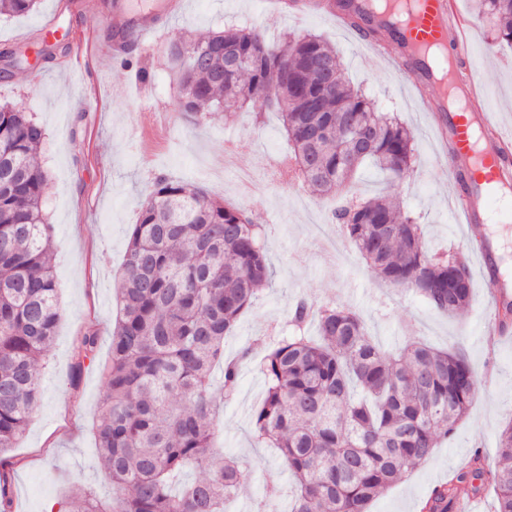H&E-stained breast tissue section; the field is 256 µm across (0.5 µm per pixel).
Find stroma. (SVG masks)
<instances>
[{"mask_svg": "<svg viewBox=\"0 0 512 512\" xmlns=\"http://www.w3.org/2000/svg\"><path fill=\"white\" fill-rule=\"evenodd\" d=\"M74 2L40 0L29 15L0 18V104L30 112L45 129L38 156L49 176L46 214L54 230L52 263L61 314L41 371V399L23 437L6 452L17 463L13 485L20 512H43L47 503L68 501L75 483L93 489L101 499L112 496L92 430L101 406L102 369L110 357L116 289L130 226L160 172L202 186L232 204L238 172L249 170L256 187L246 208L254 223L272 229L267 240L271 280L224 340L225 357L247 347L252 354L241 366L238 394L224 406L214 443L257 466L231 503V512H252L267 483L290 484L277 449L253 439L249 414L264 392L260 362L266 325L274 319L287 323L288 311L300 297L353 306L369 332L391 351L414 341L462 348L477 373L476 396L453 437L375 499L369 512H421L426 495L472 451L495 456L499 429L512 417V335L503 337L495 350L487 349L492 284L472 272L469 307L462 314L445 315L412 292L384 282L357 250H350L344 263L324 258L315 242L336 231L329 222L334 200L297 183L263 178L268 159L290 152L277 114L258 117L235 109L227 120L191 122L176 108L168 48L173 41L204 36L227 24L257 28L272 41L297 27L327 39L337 50L346 80L397 112L415 136L417 161L406 179L390 187L369 170L358 192L397 196L421 225L425 247H458L464 234L454 222L448 188L434 166L428 119L405 92L406 78L359 48L329 17L314 15L297 25L285 15H264L262 0H186L181 13L151 35L153 50L136 53L122 64H105L97 50L111 48L112 34L98 25L96 0H87L85 11L76 10ZM456 5L477 23L470 35L468 67L486 86L489 105L512 130V45L496 39L475 0H456ZM53 12L63 27L83 32L86 40L80 49L62 46L39 59L32 47ZM143 67L151 79L139 77ZM91 329L100 336L99 347L77 379L74 349Z\"/></svg>", "mask_w": 512, "mask_h": 512, "instance_id": "obj_1", "label": "stroma"}]
</instances>
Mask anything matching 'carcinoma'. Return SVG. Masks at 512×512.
<instances>
[{"mask_svg":"<svg viewBox=\"0 0 512 512\" xmlns=\"http://www.w3.org/2000/svg\"><path fill=\"white\" fill-rule=\"evenodd\" d=\"M37 3L0 0V16L30 14ZM478 8L512 44V0H479ZM169 64L177 107L196 123L226 102L280 114L295 170L311 193L336 200L333 223L385 282L441 313L468 306L463 254L427 250L412 212L389 195L352 190L366 163L405 178L415 143L395 113L344 79L327 40L290 33L272 44L255 28L226 25L171 44ZM44 138L32 116L0 105V452L15 447L39 402L40 367L59 320L48 176L36 156ZM270 276L263 225L197 185L153 177L129 234L94 432L113 496L102 502L78 488L79 512H224L252 471L212 450L211 369L224 365L221 391L231 399L250 351L226 360L224 339ZM288 324L269 337L253 436L280 449L295 480L289 512H368L450 439L477 392V374L459 352L423 343L386 351L347 305L301 298ZM98 342L95 331L78 341L74 379ZM191 470L209 477L180 482ZM13 472L14 464L0 462V512H17ZM463 483L475 495L493 490L494 512H512V420L498 433L496 456L473 451L424 509L454 512Z\"/></svg>","mask_w":512,"mask_h":512,"instance_id":"carcinoma-1","label":"carcinoma"}]
</instances>
